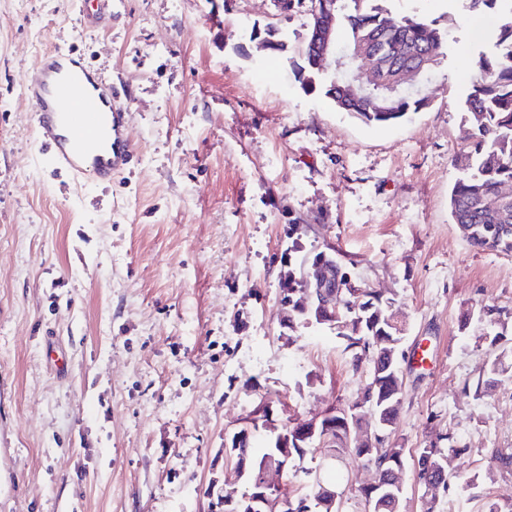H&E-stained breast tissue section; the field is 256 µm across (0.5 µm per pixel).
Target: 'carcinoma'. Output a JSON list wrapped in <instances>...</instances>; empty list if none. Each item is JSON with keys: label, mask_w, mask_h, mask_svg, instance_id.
Segmentation results:
<instances>
[{"label": "carcinoma", "mask_w": 512, "mask_h": 512, "mask_svg": "<svg viewBox=\"0 0 512 512\" xmlns=\"http://www.w3.org/2000/svg\"><path fill=\"white\" fill-rule=\"evenodd\" d=\"M312 23L310 25L302 57L304 65L298 68L299 79L304 87H313L319 77L327 78L325 95L340 112H348L368 123L392 124L410 112H419L429 105V99L417 94H398L387 87L394 64L412 60L429 49L443 54L449 32L436 27L418 15L393 13L379 5V0H311ZM326 16L336 18V47L348 57L347 66L320 64L318 47L319 22ZM495 52L482 54L477 61V75L466 106V137L471 142L469 163L463 175L454 184L450 194L451 216L455 224L465 225L463 235L470 244L482 251L512 253V8L508 17L499 26L494 41ZM363 49L371 59L367 89L358 97L344 93L347 81L359 76L363 59L355 52ZM330 258L324 251L301 259L296 265H288L282 284V292L288 297V337L299 335L306 328L311 312L305 309L308 297L318 295L310 271L323 259ZM333 296L335 316L332 323H318L317 329L328 330L345 343V351L351 353L354 372L366 370L364 392L348 405L350 415H357L371 408L377 409L382 390L396 391L402 388L400 375L385 368V351L394 353V358L405 360L403 343L404 329L392 312L394 300L370 288L356 287L347 268L336 265V287L329 289ZM487 326L480 328L481 336L489 344L501 350L485 373L465 390L479 398L495 380V376L506 372L509 364L504 349L507 347L509 322L501 318L497 309L484 306L480 309ZM347 418L336 413V427L332 428L334 442L324 446L323 455L336 458L349 451L365 460L375 474V485L362 487L359 493L365 502L376 507L375 497L394 491L393 471L404 465V449L391 448L384 443L380 448H359L345 433ZM447 445L432 443L418 449V458L424 463L417 466L416 479L423 483L436 479L438 467L445 465L448 454L455 451L453 441L443 437ZM277 452L275 444L257 437L251 439L246 453L253 463L254 471ZM310 477L311 491L292 498L295 512H306L309 503L320 486L315 472L305 471Z\"/></svg>", "instance_id": "obj_1"}]
</instances>
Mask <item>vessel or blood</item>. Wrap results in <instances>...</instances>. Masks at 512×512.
Here are the masks:
<instances>
[{
	"instance_id": "b4317fda",
	"label": "vessel or blood",
	"mask_w": 512,
	"mask_h": 512,
	"mask_svg": "<svg viewBox=\"0 0 512 512\" xmlns=\"http://www.w3.org/2000/svg\"><path fill=\"white\" fill-rule=\"evenodd\" d=\"M23 85L48 165L95 185L125 169L134 148L123 135L125 113L115 103L113 84L73 53L56 49L24 76Z\"/></svg>"
}]
</instances>
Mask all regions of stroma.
I'll return each mask as SVG.
<instances>
[{
    "mask_svg": "<svg viewBox=\"0 0 512 512\" xmlns=\"http://www.w3.org/2000/svg\"><path fill=\"white\" fill-rule=\"evenodd\" d=\"M0 0V512H209L233 479L225 432L271 400L278 423L354 402L341 339H281L288 227L302 255L334 247L360 287L393 298L405 329L400 512H423L416 451L453 436L452 486L436 512L512 507V372L479 398L466 382L496 350L462 332L481 306L512 311V255L479 252L453 223L466 151L463 103L480 54L468 0H385L450 33L430 104L391 125L336 110L292 77L311 15L271 0ZM274 28V55L252 41ZM61 48L121 84L134 155L87 188L42 160L23 77ZM55 348L67 365L46 358ZM364 512L369 477L352 454L308 457Z\"/></svg>",
    "mask_w": 512,
    "mask_h": 512,
    "instance_id": "1",
    "label": "stroma"
}]
</instances>
